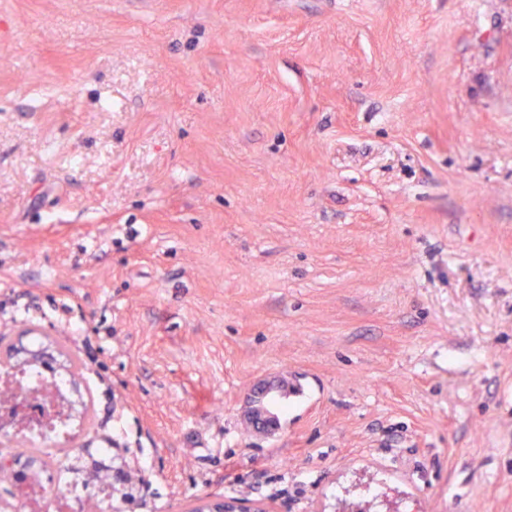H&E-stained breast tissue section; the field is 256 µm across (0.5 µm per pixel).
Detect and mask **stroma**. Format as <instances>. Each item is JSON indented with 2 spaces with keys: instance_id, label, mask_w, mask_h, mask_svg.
I'll return each mask as SVG.
<instances>
[{
  "instance_id": "35a3bbf8",
  "label": "stroma",
  "mask_w": 512,
  "mask_h": 512,
  "mask_svg": "<svg viewBox=\"0 0 512 512\" xmlns=\"http://www.w3.org/2000/svg\"><path fill=\"white\" fill-rule=\"evenodd\" d=\"M19 348L111 512H512V0H0ZM269 385H267L264 382L257 383L254 388L252 389L251 393V403L250 409L247 413V419L249 422L255 426L258 430L261 431H273L276 429L277 422L275 420L268 419V416L264 414V411L261 409V406L258 407V405L261 402L262 396L264 395V392L268 388ZM251 506L236 498H206L192 507L191 512H252Z\"/></svg>"
}]
</instances>
